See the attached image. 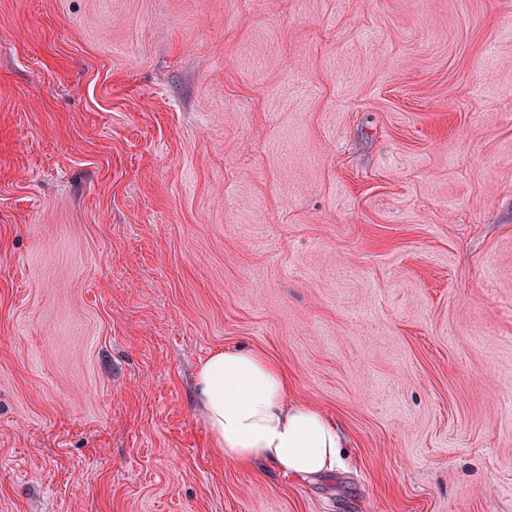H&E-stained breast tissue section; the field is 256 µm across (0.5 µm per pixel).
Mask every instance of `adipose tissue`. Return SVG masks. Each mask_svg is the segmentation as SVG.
<instances>
[{"label":"adipose tissue","instance_id":"adipose-tissue-1","mask_svg":"<svg viewBox=\"0 0 512 512\" xmlns=\"http://www.w3.org/2000/svg\"><path fill=\"white\" fill-rule=\"evenodd\" d=\"M195 394L213 445L240 466L266 464L310 476L333 470L340 460L339 425L289 401L285 371L260 352L211 354L196 370Z\"/></svg>","mask_w":512,"mask_h":512}]
</instances>
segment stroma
I'll return each mask as SVG.
<instances>
[{
  "instance_id": "stroma-1",
  "label": "stroma",
  "mask_w": 512,
  "mask_h": 512,
  "mask_svg": "<svg viewBox=\"0 0 512 512\" xmlns=\"http://www.w3.org/2000/svg\"><path fill=\"white\" fill-rule=\"evenodd\" d=\"M239 346L335 472L213 447ZM0 512H512V0H0Z\"/></svg>"
}]
</instances>
